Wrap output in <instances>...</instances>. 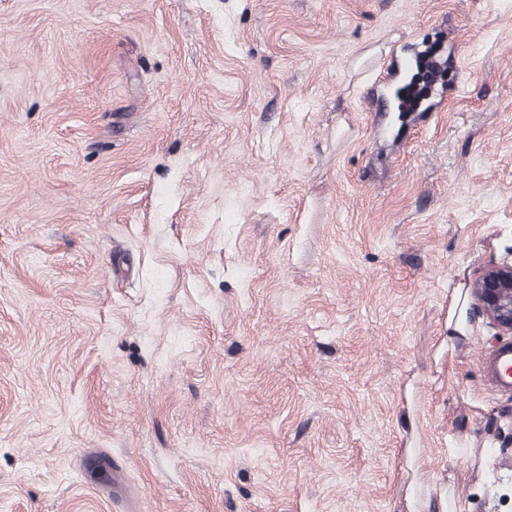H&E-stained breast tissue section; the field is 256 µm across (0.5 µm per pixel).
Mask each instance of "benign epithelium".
Instances as JSON below:
<instances>
[{
    "label": "benign epithelium",
    "mask_w": 512,
    "mask_h": 512,
    "mask_svg": "<svg viewBox=\"0 0 512 512\" xmlns=\"http://www.w3.org/2000/svg\"><path fill=\"white\" fill-rule=\"evenodd\" d=\"M477 307L503 335H512V262L482 271L472 283Z\"/></svg>",
    "instance_id": "obj_1"
}]
</instances>
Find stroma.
<instances>
[{"label":"stroma","instance_id":"1","mask_svg":"<svg viewBox=\"0 0 512 512\" xmlns=\"http://www.w3.org/2000/svg\"><path fill=\"white\" fill-rule=\"evenodd\" d=\"M504 261L512 0H0V512H512ZM416 70L417 72L412 74L410 80L394 93L398 112H407L411 103L420 99L424 86H427L426 78L433 75L431 71L422 73L419 65L416 66ZM477 307L503 335H512V262L482 271L472 283ZM489 370L495 387L512 393V345H502L492 354Z\"/></svg>","mask_w":512,"mask_h":512}]
</instances>
